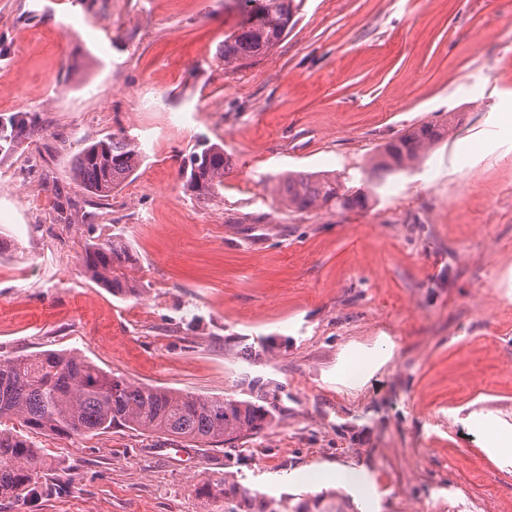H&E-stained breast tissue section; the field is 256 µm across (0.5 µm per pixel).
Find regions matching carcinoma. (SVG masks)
Here are the masks:
<instances>
[{"instance_id":"carcinoma-1","label":"carcinoma","mask_w":512,"mask_h":512,"mask_svg":"<svg viewBox=\"0 0 512 512\" xmlns=\"http://www.w3.org/2000/svg\"><path fill=\"white\" fill-rule=\"evenodd\" d=\"M248 17L224 38V65H244L274 49L288 34L302 0H245ZM449 133L444 124L423 123L384 144L370 158V175L404 172ZM139 145L119 129L82 147L73 166V180L101 198L112 196L136 170ZM229 159L224 146L201 139L189 155L185 192L197 199L222 195ZM288 209L352 210L368 205L370 195L347 180L328 174L290 173L279 185ZM132 254L114 238L90 245L83 257L85 273L119 295H135L137 283L128 274ZM268 411L248 400L202 397L168 388L136 385L108 373L85 357L64 351H43L0 359V499L15 506L65 485L43 482L46 462L24 431L71 436L106 433L127 427L141 433L170 436L191 442L224 445L258 432ZM19 426L12 425V421ZM202 497L241 496L250 512H354L350 500L302 499L294 505L267 502L257 492L235 485L207 483Z\"/></svg>"}]
</instances>
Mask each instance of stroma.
I'll use <instances>...</instances> for the list:
<instances>
[{
	"label": "stroma",
	"mask_w": 512,
	"mask_h": 512,
	"mask_svg": "<svg viewBox=\"0 0 512 512\" xmlns=\"http://www.w3.org/2000/svg\"><path fill=\"white\" fill-rule=\"evenodd\" d=\"M244 18L239 0H0V124L29 130L0 142V358L72 351L272 413L218 447L31 433L66 490L0 512H224L202 484L312 498L340 468L367 477L358 512H512V445L490 455L484 430L512 438V0H303L274 50L225 67ZM448 120L367 208L295 212L274 190L360 185L382 145ZM119 128L142 156L98 198L74 158ZM202 137L230 160L211 201L180 174ZM115 236L139 295L84 272Z\"/></svg>",
	"instance_id": "35a3bbf8"
}]
</instances>
